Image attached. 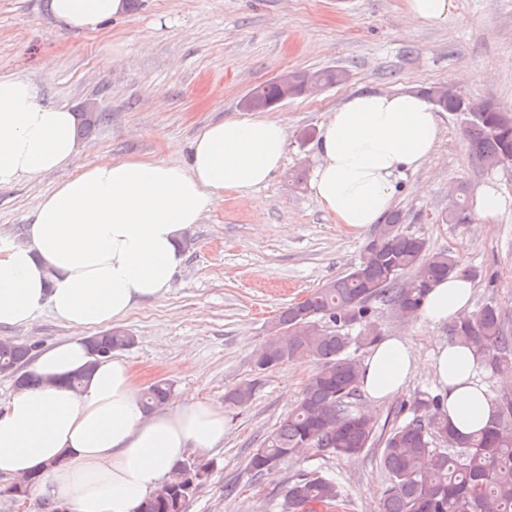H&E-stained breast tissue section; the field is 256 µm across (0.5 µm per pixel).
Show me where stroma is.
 <instances>
[{"label": "stroma", "mask_w": 512, "mask_h": 512, "mask_svg": "<svg viewBox=\"0 0 512 512\" xmlns=\"http://www.w3.org/2000/svg\"><path fill=\"white\" fill-rule=\"evenodd\" d=\"M45 2L0 0V75L30 76L46 102L90 107L101 120L67 167L0 188V248L23 242L42 197L99 156L185 162L198 131L241 115L252 87L286 69L348 70L344 85L269 108L285 124L288 146L281 171L259 191L262 207L225 192L182 240L185 260L166 296L139 305L118 326L135 338L121 356L139 387L164 380L171 404L191 397L224 414V444L204 453L211 475L186 512H279L288 483L313 472L340 482L344 512H375L387 478L371 452L350 460L314 449L254 476L253 449L316 369L302 359L260 371L254 352L283 308L350 271L372 237L336 224L310 188L329 112L364 87L438 85L512 109V0H452L447 23L433 26L412 20L406 0H131L124 18L89 33L57 25ZM439 119L430 160L399 178L393 209L405 233L424 237L431 250L453 249L460 269L476 270L474 307L496 301L512 322V169L482 167L460 116ZM460 183L494 187L505 207L482 224L442 223L448 193ZM374 311L381 334L407 336L423 362L448 336L447 327L403 321L390 307ZM72 334L46 310L0 329V338L36 354ZM245 381L255 384L249 406L226 403ZM228 483L238 488L231 498Z\"/></svg>", "instance_id": "obj_1"}]
</instances>
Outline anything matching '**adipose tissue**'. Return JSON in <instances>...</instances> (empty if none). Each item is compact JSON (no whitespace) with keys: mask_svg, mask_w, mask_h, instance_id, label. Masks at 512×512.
I'll list each match as a JSON object with an SVG mask.
<instances>
[{"mask_svg":"<svg viewBox=\"0 0 512 512\" xmlns=\"http://www.w3.org/2000/svg\"><path fill=\"white\" fill-rule=\"evenodd\" d=\"M52 19L93 32L123 17L127 0H49ZM76 116L49 104L30 77L0 75V187L65 168L80 150ZM432 104L412 91L361 89L323 124L312 188L350 232L391 210L400 176L422 168L439 139ZM285 124L257 115L205 125L186 163L103 157L58 184L38 204L25 243L0 256V328L49 309L74 329L44 350L32 371L41 385L16 391L0 411V475L42 472L50 502L72 512H134L154 496L188 451L221 447L222 412L198 400L146 410L128 364L100 357L81 390L66 380L90 355L82 334L163 298L185 255L179 241L224 192L255 199L280 170ZM474 284L451 275L432 284L420 319L430 326L472 315ZM422 365L406 337H383L361 366L370 405L401 393ZM431 368L440 411L458 435L489 424L493 402L472 349L443 341Z\"/></svg>","mask_w":512,"mask_h":512,"instance_id":"ef3b65f1","label":"adipose tissue"}]
</instances>
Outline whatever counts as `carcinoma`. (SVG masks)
<instances>
[{"label": "carcinoma", "mask_w": 512, "mask_h": 512, "mask_svg": "<svg viewBox=\"0 0 512 512\" xmlns=\"http://www.w3.org/2000/svg\"><path fill=\"white\" fill-rule=\"evenodd\" d=\"M311 75L325 87L349 79L342 67L313 70ZM436 108L462 117L470 154L485 168L499 169L512 158L511 112L493 103L473 102L451 89ZM468 215V192L461 184L453 189L441 221L463 224ZM401 222L400 214L388 215L379 229V243H367L348 273L289 305L272 323L280 334L268 337L255 351L258 369L301 358L313 359L319 366L288 415L263 435L250 457V468L261 475L258 458L279 464L303 448L336 457L372 448L377 466L388 477L377 512H512V396L493 398L494 421L465 437L458 436L441 416L439 397L431 393L415 398L410 418L386 427L353 409L361 365L349 349L370 347L379 339L369 303L377 300L412 321L429 285L459 271L454 251H432L425 238L401 231ZM353 326L358 327L355 336L346 332ZM448 337L474 349L482 370L512 373V328L497 302L488 301L472 317L448 325ZM133 344L134 337L127 331L110 329L91 337L89 347L110 355ZM28 356L29 346L0 339L1 373L15 372ZM254 391L253 383L243 382L227 393L225 401L244 408ZM170 397L171 385L164 380L143 391L148 409ZM440 441L446 447H436ZM425 457L432 460L428 470L420 467ZM168 482L167 489L143 502L136 512H185L188 498L177 479L170 477ZM341 496L334 479L313 473L288 484L283 498L331 506L341 502Z\"/></svg>", "instance_id": "obj_1"}]
</instances>
